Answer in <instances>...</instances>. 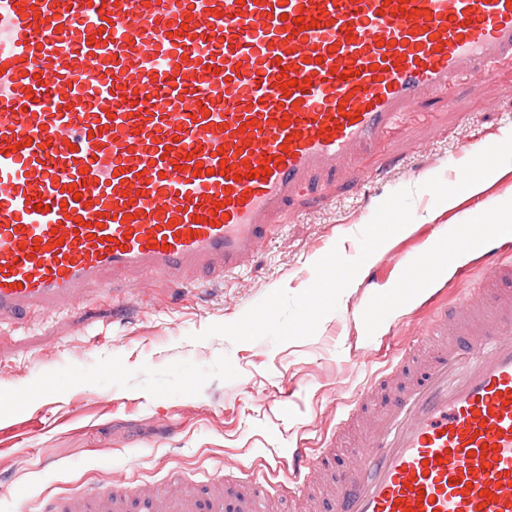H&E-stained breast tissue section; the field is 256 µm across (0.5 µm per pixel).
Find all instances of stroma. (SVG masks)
I'll return each instance as SVG.
<instances>
[{"label":"stroma","instance_id":"35a3bbf8","mask_svg":"<svg viewBox=\"0 0 512 512\" xmlns=\"http://www.w3.org/2000/svg\"><path fill=\"white\" fill-rule=\"evenodd\" d=\"M512 135V60L487 76L422 101L363 155L364 185L344 168L313 177L291 198L241 271L189 277L145 273L91 287L55 312L0 318V512H42L55 495L131 478L159 492L171 467L182 491L205 474L238 488L235 465L286 459L297 446L325 447L347 403L370 376L419 335L444 305L477 287L468 254L437 279L418 310L389 312L376 331L359 310L381 301L411 257L480 207L512 218V163L480 195L450 209L422 185L453 184L459 168ZM414 189L413 220L364 264L338 308L312 337L282 344L200 339L237 321L272 291L305 290L331 249L359 253L358 234L393 192Z\"/></svg>","mask_w":512,"mask_h":512}]
</instances>
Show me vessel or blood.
<instances>
[{
	"label": "vessel or blood",
	"instance_id": "1",
	"mask_svg": "<svg viewBox=\"0 0 512 512\" xmlns=\"http://www.w3.org/2000/svg\"><path fill=\"white\" fill-rule=\"evenodd\" d=\"M509 57L512 0H0V316L74 304L110 274L238 270L311 172L364 181L360 155L413 105ZM503 231L470 225L466 251ZM447 258L437 239L362 320L408 304ZM483 266L348 404L343 429L402 383L329 512H512V258ZM316 465L296 448L240 466V512L271 491L304 500ZM126 490L48 512H126ZM146 509L224 512V492Z\"/></svg>",
	"mask_w": 512,
	"mask_h": 512
}]
</instances>
